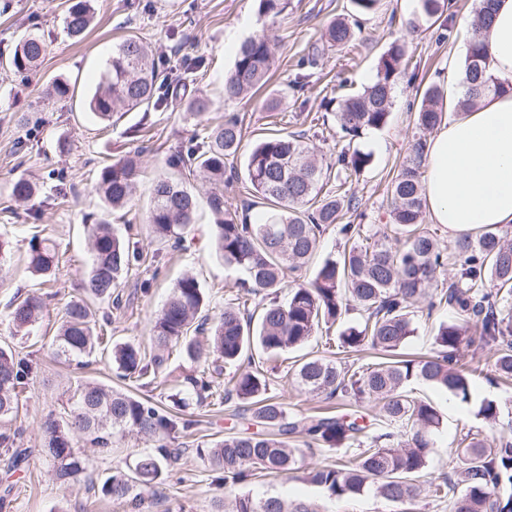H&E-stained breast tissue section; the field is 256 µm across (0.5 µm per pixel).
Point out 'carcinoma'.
Listing matches in <instances>:
<instances>
[{
	"label": "carcinoma",
	"mask_w": 512,
	"mask_h": 512,
	"mask_svg": "<svg viewBox=\"0 0 512 512\" xmlns=\"http://www.w3.org/2000/svg\"><path fill=\"white\" fill-rule=\"evenodd\" d=\"M354 15L335 18L325 29L328 48H343L360 30L358 15L374 10L378 0H352ZM498 0H479L468 34L462 83L465 98L460 106L470 108L481 98L503 90V84L488 73L489 31ZM445 0H420L425 20H438ZM288 8V0H258V12L277 17ZM93 21L91 0H71L64 25L69 37L83 38ZM45 42L35 34L25 36L10 59L12 67L25 72L38 66L46 55ZM405 49L397 41L379 58L376 74L363 91L337 100V118L347 148L337 156L336 193L322 194L330 180L306 134L269 136L251 149L246 158L249 190L269 205L257 221L232 209L224 201L226 162L241 149L240 120L224 116V124L211 130L188 154L178 150L168 158L174 169L191 163L212 185L208 203L215 216L214 242L224 264L240 270V287L248 296L264 301L257 324L252 315L229 303L224 313L208 314L198 280L184 275L159 310L152 326L157 345L168 352L178 350L199 360L202 342L208 352L224 360L239 361L258 346L270 358H278L305 345L319 329L342 324L354 306L363 320L342 330L335 358L302 357L297 364L298 385L328 399L351 397L380 404L383 431L374 432L349 414H287L283 404L267 395V379L255 368L238 372L230 380L224 398L236 396L244 411L261 425L258 432L228 433L208 448L198 449L201 461L217 473L216 480L232 489L262 473H284L296 469L302 450L290 442L301 434L303 445L329 449L359 450L355 462L337 460L310 472V481L336 499L372 489L380 497L409 512L421 491V478L433 448V436L442 420L429 402L411 396L407 384L421 380L466 401L470 398L476 370L460 363L461 345L489 347L498 353L495 370L512 378V225L482 227L459 234L444 250L425 225L426 199L423 165L427 156V134L445 120L443 94L437 84L428 86L416 115L417 133L409 157L392 179L388 224L382 233H368L361 224H344L345 214L356 207L345 185L373 162L372 154L353 144L369 131L384 128L391 115L392 93L402 73ZM276 58L266 34L244 41L232 69L224 78V100L244 99L268 86ZM159 71L152 50L137 36H129L112 51L92 96L89 111L101 121L119 109L162 106L167 98L159 93ZM142 153L129 154L105 167L96 186L106 207L127 205L139 176ZM195 197L181 179H158L148 214V223L159 239L183 240L184 229L195 223ZM339 226L345 240L342 254L327 255L307 284L288 288L285 272L304 267L319 248L327 227ZM91 241L90 272L86 290L93 298L120 306L114 295L122 276L140 261L139 244L118 234L107 222L88 225ZM56 248L50 243L31 245L30 267L41 276L55 266ZM455 274L448 286L438 287L448 265ZM438 288V302L453 320L440 323L436 350L429 356L406 359L400 353L413 335L409 308ZM44 302L38 295L17 298L9 317L18 330L33 326L42 316ZM104 337L87 304L66 305L53 354L76 360L94 352ZM371 348L379 360L363 371L352 368L349 358ZM110 359L119 376L134 378L147 387L156 383V372L165 362L162 354L146 358L139 345L120 342L112 346ZM32 366L0 348V419L18 412L20 394L28 383ZM196 400L214 396V385L206 371L186 378ZM58 420L45 428L44 448L52 461L53 476L61 483L75 482L84 475L88 460L75 450V440L85 437L109 450L112 439L136 432L154 441L140 450L124 468L112 470L101 485L104 496L142 504L135 492L148 487L177 463L185 449L170 443L191 435L194 421L163 411L149 400L95 384L78 389L67 401ZM477 415L491 426L499 424L500 409L493 401L481 403ZM464 493L453 499V512H512V428H504L494 444L475 434L461 439L457 448ZM229 512H319L304 502L278 496L254 499L234 496Z\"/></svg>",
	"instance_id": "obj_1"
}]
</instances>
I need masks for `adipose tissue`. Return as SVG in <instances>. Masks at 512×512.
Segmentation results:
<instances>
[{"label": "adipose tissue", "mask_w": 512, "mask_h": 512, "mask_svg": "<svg viewBox=\"0 0 512 512\" xmlns=\"http://www.w3.org/2000/svg\"><path fill=\"white\" fill-rule=\"evenodd\" d=\"M489 71L508 91L444 122L428 143V213L453 235L512 224V0H501L490 31Z\"/></svg>", "instance_id": "ef3b65f1"}]
</instances>
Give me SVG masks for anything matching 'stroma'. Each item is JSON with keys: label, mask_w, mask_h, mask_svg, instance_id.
<instances>
[{"label": "stroma", "mask_w": 512, "mask_h": 512, "mask_svg": "<svg viewBox=\"0 0 512 512\" xmlns=\"http://www.w3.org/2000/svg\"><path fill=\"white\" fill-rule=\"evenodd\" d=\"M448 3L454 28L445 41H438L439 29L429 22L409 28V21L418 16L419 0H379L376 10L362 18L361 30L349 46L326 50L321 34L331 20L351 13V0H291L287 12L275 18L259 15L257 0H93L95 20L80 41L63 30L68 0H0V237L11 246L9 257L0 264V348L32 366L17 418L0 422V433L14 436V448L28 451L26 460L15 464L11 461L14 448L0 446V490L11 491L4 512H131L128 502L104 497L100 488L114 467L123 465L130 452L148 448L149 440L131 432L108 452L90 441H80L78 451L90 458L91 467L78 482L63 485L54 480L43 451L44 424L60 417L68 398L89 382L117 384L168 407L170 395L183 390V378L194 368L193 362L172 355L159 374L160 386L151 390L132 379L117 381L101 352L90 355L84 366L54 357L50 342L64 309L84 295L90 254L87 222H110L142 248L143 261L118 286L120 306L96 301L92 309L114 341H131L146 354H154L152 321L180 277L190 273L197 278L211 315L217 316L238 298L236 284L242 276L215 254L214 218L206 204L211 185L202 172L187 171L182 176L184 186L199 201L196 221L182 244L157 239L151 233L146 218L153 186L158 177L170 174L167 159L172 150L194 149L208 130L223 123L225 114L234 113L242 121V154L233 160L234 168L243 169L244 155L256 140L300 131L309 135L324 164H334L345 142L335 110L325 109L324 101L335 97L342 80L347 92L362 91L376 73L379 56L398 41L404 43L409 61L406 76L393 90L388 125L358 140V148L371 153L373 162L351 184L364 214L363 224L371 231L380 230L387 222V186L416 132L418 91L438 82L449 64L460 66L465 60L462 46L477 0ZM261 31L276 44L273 88H287L301 57L318 56L305 90L287 97L274 112L266 111L257 98L224 100V77L240 44ZM30 33L45 40L49 53L36 69L20 74L8 60ZM129 35L155 48L159 70L180 75L189 91L205 95L212 103L210 112H190L180 98L158 108L117 112L106 122L88 112L87 96L94 91L113 48ZM186 57L199 60L201 69L182 68ZM57 79L68 81L72 97H46V86ZM137 151L143 154V167L132 199L124 210L110 212L95 189L100 173ZM21 177L36 186L35 195L24 202L11 194L13 182ZM35 236L52 242L59 253L56 273L45 279L30 274L25 265ZM31 292L47 295V308L30 332L15 331L9 304ZM410 318L414 334L406 351L432 352L436 330L447 321V311L428 312L421 302L413 307ZM461 355L464 364L482 370L473 381L468 401L422 382L411 385L413 395L431 402L443 418L425 469L427 480L433 483H460L455 446L468 430L483 431L487 440H494V431L477 414L483 400L498 403L501 422L512 421V383L497 380L494 351L465 347ZM253 358L264 369L269 396L283 403L288 412H314L330 406L338 413L358 409L367 422L375 421L377 410L372 403L358 407L344 399L329 404L323 396L301 390L293 355L270 359L257 351ZM184 416L195 423L188 450L178 464L165 469L157 484L144 490L142 512H215L229 492L215 482L214 472L203 466L196 448L230 431L260 429L250 416L238 414L235 403L217 399L201 406L195 398H188ZM353 456L346 449L314 447L305 450L294 473L265 475L242 484L241 490L256 498L279 495L311 502L321 512H394L393 505L374 491L334 499L306 478L314 468Z\"/></svg>", "instance_id": "stroma-1"}]
</instances>
